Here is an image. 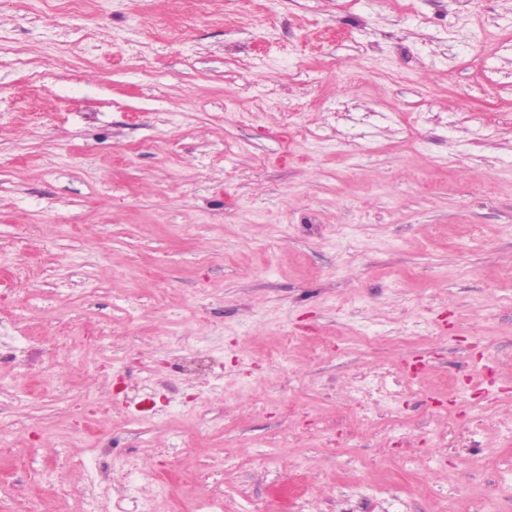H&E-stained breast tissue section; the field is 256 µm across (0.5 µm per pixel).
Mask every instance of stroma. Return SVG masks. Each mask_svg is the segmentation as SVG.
<instances>
[{
  "instance_id": "1",
  "label": "stroma",
  "mask_w": 512,
  "mask_h": 512,
  "mask_svg": "<svg viewBox=\"0 0 512 512\" xmlns=\"http://www.w3.org/2000/svg\"><path fill=\"white\" fill-rule=\"evenodd\" d=\"M0 351V512H512V0H0Z\"/></svg>"
}]
</instances>
